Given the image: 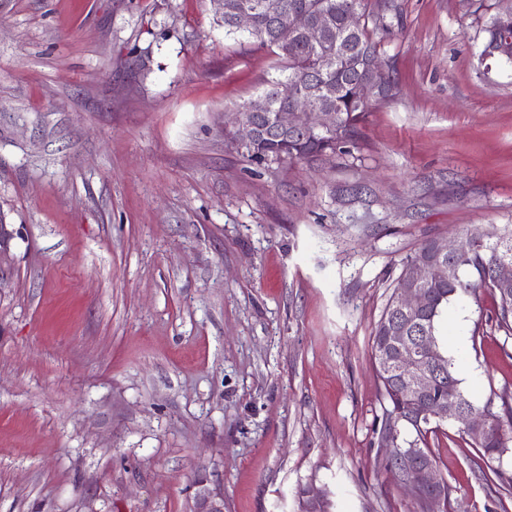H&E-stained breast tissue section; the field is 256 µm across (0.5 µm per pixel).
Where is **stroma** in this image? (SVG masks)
<instances>
[{
    "label": "stroma",
    "mask_w": 512,
    "mask_h": 512,
    "mask_svg": "<svg viewBox=\"0 0 512 512\" xmlns=\"http://www.w3.org/2000/svg\"><path fill=\"white\" fill-rule=\"evenodd\" d=\"M395 83L350 153L258 166L224 140L276 76L218 0H0V512H414L385 473L371 332L422 242L512 225L499 0H370ZM486 288L447 307L475 407L512 395ZM448 512H512L432 420ZM483 30L487 34L484 48L495 44L496 48L507 49L511 52L512 64V16L500 17L494 14L487 20Z\"/></svg>",
    "instance_id": "1"
}]
</instances>
